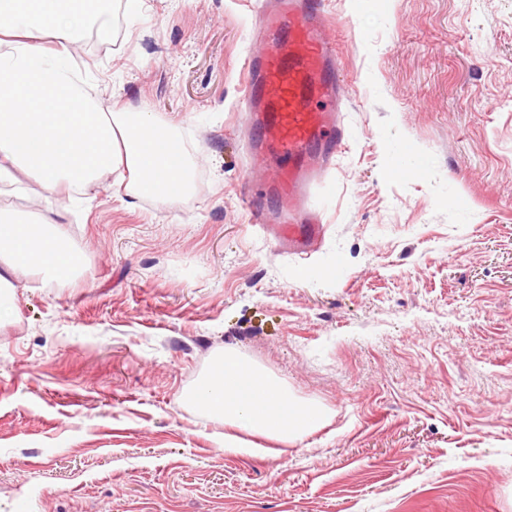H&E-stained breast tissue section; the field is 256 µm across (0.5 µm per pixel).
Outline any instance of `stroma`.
Segmentation results:
<instances>
[{
  "instance_id": "1",
  "label": "stroma",
  "mask_w": 512,
  "mask_h": 512,
  "mask_svg": "<svg viewBox=\"0 0 512 512\" xmlns=\"http://www.w3.org/2000/svg\"><path fill=\"white\" fill-rule=\"evenodd\" d=\"M124 2L78 66L171 124L193 190L0 187L90 269L23 278L0 324V512H512V0H327L347 146L308 255L243 203L256 0ZM401 149L427 166L394 171ZM227 349L327 423L225 451L188 395Z\"/></svg>"
}]
</instances>
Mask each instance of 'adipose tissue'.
<instances>
[{
	"label": "adipose tissue",
	"instance_id": "adipose-tissue-1",
	"mask_svg": "<svg viewBox=\"0 0 512 512\" xmlns=\"http://www.w3.org/2000/svg\"><path fill=\"white\" fill-rule=\"evenodd\" d=\"M114 33L111 0H0V184L18 174L42 189L91 201L104 181L132 197L170 201L190 188L184 157H171V127L147 112L102 109L96 86L76 65L80 35ZM84 264L56 223L0 210V311L16 280L30 273L50 284ZM223 419L228 448L244 432L287 444L321 428L318 405L288 396L240 352L225 351L190 395Z\"/></svg>",
	"mask_w": 512,
	"mask_h": 512
}]
</instances>
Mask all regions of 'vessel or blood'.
Listing matches in <instances>:
<instances>
[{"label":"vessel or blood","instance_id":"vessel-or-blood-1","mask_svg":"<svg viewBox=\"0 0 512 512\" xmlns=\"http://www.w3.org/2000/svg\"><path fill=\"white\" fill-rule=\"evenodd\" d=\"M325 0H262L245 61L244 162L264 174L278 207L255 223L295 253H309L324 233L313 189L341 154L345 98Z\"/></svg>","mask_w":512,"mask_h":512}]
</instances>
